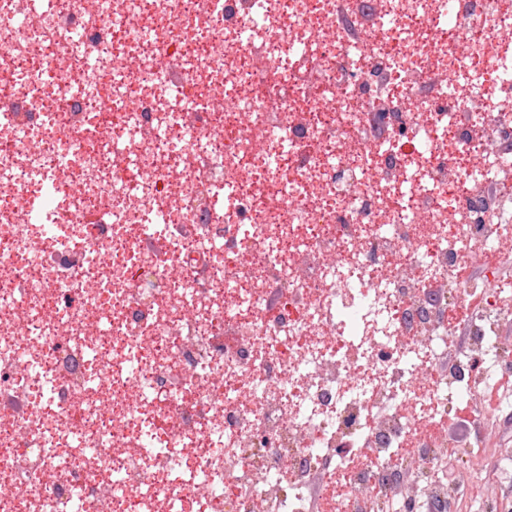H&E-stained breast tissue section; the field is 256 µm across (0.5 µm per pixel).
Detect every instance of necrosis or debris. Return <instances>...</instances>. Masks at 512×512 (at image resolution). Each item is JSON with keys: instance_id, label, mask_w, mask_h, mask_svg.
Here are the masks:
<instances>
[{"instance_id": "necrosis-or-debris-1", "label": "necrosis or debris", "mask_w": 512, "mask_h": 512, "mask_svg": "<svg viewBox=\"0 0 512 512\" xmlns=\"http://www.w3.org/2000/svg\"><path fill=\"white\" fill-rule=\"evenodd\" d=\"M0 0V512H401L400 404L507 357L504 0ZM156 36L144 41L143 28ZM179 95H171V87ZM164 137H153L157 126ZM501 255H506L507 257H511V276H510V267H507V278L501 274L498 270L488 268L486 266H500L503 264L501 259L497 258L496 254L493 253H482L481 258L479 259L483 265L479 263H473L472 265V278L473 281H477L478 283L484 282L488 279L489 274L495 277V285L497 288H508L512 291V255L509 252H501L498 253ZM493 273V274H492ZM505 279V280H504ZM324 479L321 480L316 496L320 493L324 487ZM352 493L350 483L346 476V473L343 471H336V477L329 480L325 488L323 489L321 495L317 498L316 501V511L317 512H328L335 502L336 499L349 497Z\"/></svg>"}]
</instances>
